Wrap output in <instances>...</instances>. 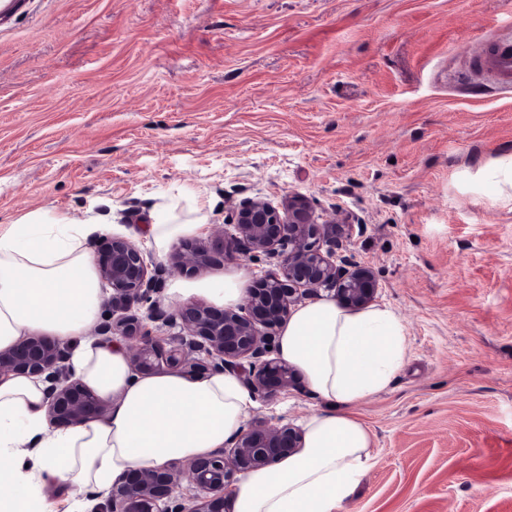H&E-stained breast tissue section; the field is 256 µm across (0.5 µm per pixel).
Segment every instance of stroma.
<instances>
[{
	"label": "stroma",
	"mask_w": 512,
	"mask_h": 512,
	"mask_svg": "<svg viewBox=\"0 0 512 512\" xmlns=\"http://www.w3.org/2000/svg\"><path fill=\"white\" fill-rule=\"evenodd\" d=\"M512 0H10L0 9V224L109 203L147 249L161 194L305 196L342 211L334 259L375 273L407 360L358 405L371 466L341 512H512V87L468 90ZM305 382L252 417L297 426Z\"/></svg>",
	"instance_id": "obj_1"
}]
</instances>
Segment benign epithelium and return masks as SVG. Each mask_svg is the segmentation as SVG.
<instances>
[{
  "label": "benign epithelium",
  "mask_w": 512,
  "mask_h": 512,
  "mask_svg": "<svg viewBox=\"0 0 512 512\" xmlns=\"http://www.w3.org/2000/svg\"><path fill=\"white\" fill-rule=\"evenodd\" d=\"M348 223L350 216L341 212L321 219L301 196L279 206L263 199L242 202L234 213V233L218 230L208 246L180 245L171 255V267L201 270L215 253L226 260L263 254L278 259V272L255 280L237 308L188 303L171 315L152 301L155 279L140 250L113 237L96 256L99 275L112 290L107 300L112 322L98 332L106 340L113 335L130 341L138 372H155L164 365L193 378L228 371L255 394L273 398L296 385L295 370L271 354L272 337L300 296L325 287L348 309H360L376 296L378 284L370 267L339 266L319 247L320 240L336 233V225ZM143 307L146 315L134 314ZM145 319L158 323L159 331L178 324L181 334L157 336L146 329ZM66 360L67 350L55 340L25 336L0 350V376L43 378L48 416L56 427L104 417L108 405L71 379ZM301 447L302 435L295 428L257 420L231 440V447L193 459L181 470L127 471L113 483L100 512H226V492L235 474L270 467Z\"/></svg>",
  "instance_id": "obj_1"
}]
</instances>
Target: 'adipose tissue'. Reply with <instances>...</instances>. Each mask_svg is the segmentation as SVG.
<instances>
[{
  "label": "adipose tissue",
  "mask_w": 512,
  "mask_h": 512,
  "mask_svg": "<svg viewBox=\"0 0 512 512\" xmlns=\"http://www.w3.org/2000/svg\"><path fill=\"white\" fill-rule=\"evenodd\" d=\"M206 221L198 196L181 190L152 206L147 243L165 255ZM107 228L102 214L78 219L40 209L0 225V350L30 334L49 335L69 347L74 377L109 406L101 419L57 428L40 378H0V512H49L55 485L72 487L69 512H91L127 470L163 469L223 447L257 406L232 373L139 374L124 343L95 335L110 290L87 243ZM246 283L242 272L175 280L167 295L234 308ZM277 356L304 375L318 406L301 422L298 451L240 476L232 512H340L370 461L372 433L353 409L404 366L405 325L388 307L351 310L322 297L293 309Z\"/></svg>",
  "instance_id": "adipose-tissue-1"
}]
</instances>
